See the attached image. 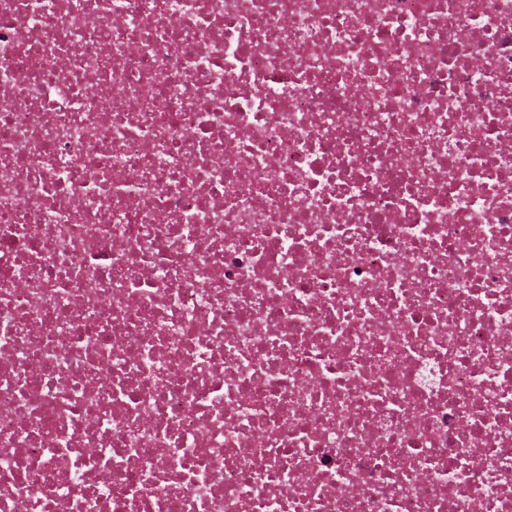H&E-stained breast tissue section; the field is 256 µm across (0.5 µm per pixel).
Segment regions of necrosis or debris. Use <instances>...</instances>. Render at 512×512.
Wrapping results in <instances>:
<instances>
[{
	"label": "necrosis or debris",
	"instance_id": "necrosis-or-debris-1",
	"mask_svg": "<svg viewBox=\"0 0 512 512\" xmlns=\"http://www.w3.org/2000/svg\"><path fill=\"white\" fill-rule=\"evenodd\" d=\"M0 512H512V0H0Z\"/></svg>",
	"mask_w": 512,
	"mask_h": 512
}]
</instances>
